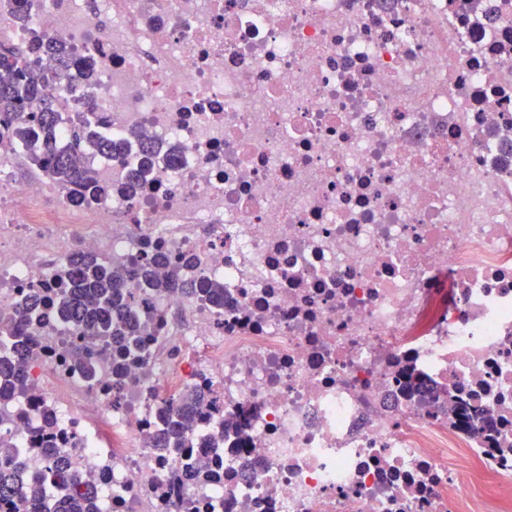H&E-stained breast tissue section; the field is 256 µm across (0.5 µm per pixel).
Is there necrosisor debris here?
Returning <instances> with one entry per match:
<instances>
[{"mask_svg":"<svg viewBox=\"0 0 512 512\" xmlns=\"http://www.w3.org/2000/svg\"><path fill=\"white\" fill-rule=\"evenodd\" d=\"M0 43H66L117 146L80 202L20 175L0 128V315L28 379L19 457L75 448L102 512H512V0H15ZM78 254L162 257L143 360L57 312ZM224 286L222 302L202 299ZM44 294L40 322L25 320ZM195 388L188 453L164 396ZM482 409L498 441L448 409ZM219 459L207 481L188 459ZM158 148L151 144L142 145V157L138 166L132 172L131 178L121 185L113 187V192L126 196H134L138 187L148 182L156 162Z\"/></svg>","mask_w":512,"mask_h":512,"instance_id":"1","label":"necrosis or debris"}]
</instances>
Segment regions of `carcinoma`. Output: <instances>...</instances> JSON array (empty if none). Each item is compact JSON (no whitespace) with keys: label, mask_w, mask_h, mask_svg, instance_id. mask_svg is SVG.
<instances>
[{"label":"carcinoma","mask_w":512,"mask_h":512,"mask_svg":"<svg viewBox=\"0 0 512 512\" xmlns=\"http://www.w3.org/2000/svg\"><path fill=\"white\" fill-rule=\"evenodd\" d=\"M44 50L59 55V71L46 75L33 67L31 56ZM66 50L63 45L44 41L32 33L27 54L9 44H0V120L10 131L9 143L27 144L35 137L42 140L44 149L30 151L28 164L39 170L49 182L65 192L74 184L96 188L99 196L112 192L132 196L151 176L159 150L142 145V157L131 178L118 186H99L90 164L80 161L79 150H64L58 146L59 113L64 101L45 91V86L65 77ZM84 148L102 154L112 152V137L89 131ZM61 276L68 292L63 294L64 313L74 332L89 343L101 338L115 348L112 373L116 377L113 402L121 398L122 380L138 357L139 336L148 325L139 321L134 310V296L130 285L151 279L154 288L163 291L169 283L150 278L149 263L132 259L125 264H108L94 258L77 256L64 267ZM24 335L23 326L11 317H0V351L4 340ZM25 353L9 361L0 357V400L10 397L24 376ZM201 400L193 389H186L176 397L164 401L163 410L176 415L167 429L164 446L189 448L191 439L180 419ZM68 462L55 451L40 450L33 459H19L10 443L0 439V502L11 506L14 512H94L92 497L86 495L80 482L67 470Z\"/></svg>","instance_id":"cac0c4a2"}]
</instances>
